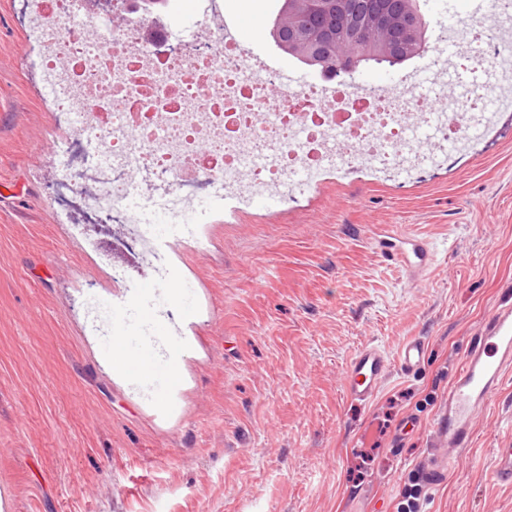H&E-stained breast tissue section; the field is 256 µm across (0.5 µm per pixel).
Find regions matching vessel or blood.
<instances>
[{
  "instance_id": "vessel-or-blood-1",
  "label": "vessel or blood",
  "mask_w": 512,
  "mask_h": 512,
  "mask_svg": "<svg viewBox=\"0 0 512 512\" xmlns=\"http://www.w3.org/2000/svg\"><path fill=\"white\" fill-rule=\"evenodd\" d=\"M393 239L398 244L396 254L409 281L420 282L434 261L429 241L408 232L394 234ZM398 360L403 371L416 372L426 360L424 342L419 339L406 342ZM175 365L176 355L170 349L151 356L138 349L128 357L131 375L154 395L173 385ZM388 368L389 358L382 349L364 345L344 373L347 397L360 403L370 400L385 381ZM511 373L512 296L508 295L501 308L479 329L448 390V408L439 417L435 431L439 439L447 441L449 450L470 447L476 411L487 404ZM493 476L499 484L512 485V448L497 449Z\"/></svg>"
}]
</instances>
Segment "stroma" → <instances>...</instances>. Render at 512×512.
<instances>
[{"mask_svg": "<svg viewBox=\"0 0 512 512\" xmlns=\"http://www.w3.org/2000/svg\"><path fill=\"white\" fill-rule=\"evenodd\" d=\"M17 0H0V512H396L433 452L434 425L471 339L512 291V112L441 165L323 178L293 202L258 194L171 240L183 301L156 309L181 347L164 410L113 366L127 282L61 223L48 151L58 135ZM432 244L410 285L384 248ZM424 366L401 371L409 338ZM391 365L363 404L344 394L364 345ZM512 447V374L475 416L471 448L424 512H512L492 478Z\"/></svg>", "mask_w": 512, "mask_h": 512, "instance_id": "1", "label": "stroma"}]
</instances>
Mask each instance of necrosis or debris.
<instances>
[{
    "label": "necrosis or debris",
    "mask_w": 512,
    "mask_h": 512,
    "mask_svg": "<svg viewBox=\"0 0 512 512\" xmlns=\"http://www.w3.org/2000/svg\"><path fill=\"white\" fill-rule=\"evenodd\" d=\"M39 91L62 133L50 165L64 217L104 224L111 251L143 258L129 227L187 224L225 198L283 199L330 173L376 178L462 151L512 96V0H471L415 68L370 91L311 76L279 86L270 56L225 33L221 0L198 25L106 14L96 0H18ZM79 20L61 37L49 18Z\"/></svg>",
    "instance_id": "necrosis-or-debris-1"
}]
</instances>
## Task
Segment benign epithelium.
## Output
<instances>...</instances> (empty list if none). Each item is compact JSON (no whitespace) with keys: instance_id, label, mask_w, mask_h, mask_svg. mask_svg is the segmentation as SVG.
Masks as SVG:
<instances>
[{"instance_id":"benign-epithelium-1","label":"benign epithelium","mask_w":512,"mask_h":512,"mask_svg":"<svg viewBox=\"0 0 512 512\" xmlns=\"http://www.w3.org/2000/svg\"><path fill=\"white\" fill-rule=\"evenodd\" d=\"M301 3L321 10L336 9L340 24L354 36V41L346 43L342 52L338 51L331 33L317 41L330 58L329 70L338 74H354L369 48L381 55L398 58L420 40L418 19L410 12L393 14L385 10L363 15L353 8L350 0H301ZM281 28L288 33L291 46H308L314 42L299 28L291 11L282 18Z\"/></svg>"}]
</instances>
